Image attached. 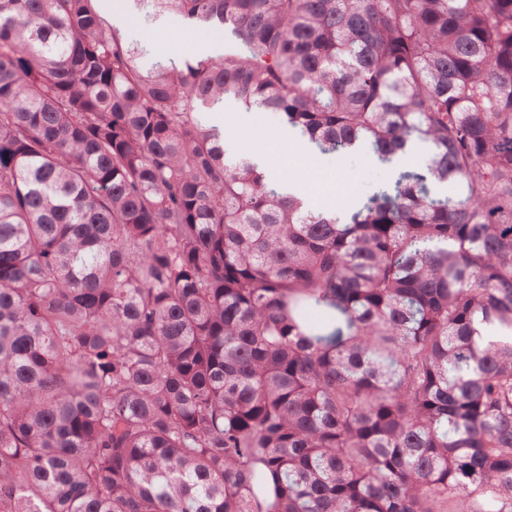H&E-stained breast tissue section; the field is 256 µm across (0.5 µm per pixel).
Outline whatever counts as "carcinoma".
I'll return each mask as SVG.
<instances>
[{
    "mask_svg": "<svg viewBox=\"0 0 512 512\" xmlns=\"http://www.w3.org/2000/svg\"><path fill=\"white\" fill-rule=\"evenodd\" d=\"M127 4L228 42L0 0V512H512V0ZM229 96L396 178L308 209ZM148 40L158 50H192L202 52L200 46L204 43L223 45L224 37H217L206 32L194 31L184 27L178 20L167 18V24L161 27L151 26V22L143 23L140 28Z\"/></svg>",
    "mask_w": 512,
    "mask_h": 512,
    "instance_id": "obj_1",
    "label": "carcinoma"
}]
</instances>
